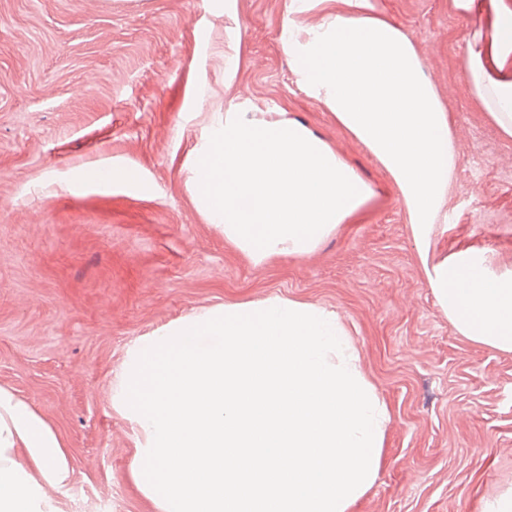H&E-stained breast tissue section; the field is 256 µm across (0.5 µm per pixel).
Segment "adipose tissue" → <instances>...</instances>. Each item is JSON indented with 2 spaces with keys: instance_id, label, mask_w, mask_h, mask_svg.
<instances>
[{
  "instance_id": "ef3b65f1",
  "label": "adipose tissue",
  "mask_w": 512,
  "mask_h": 512,
  "mask_svg": "<svg viewBox=\"0 0 512 512\" xmlns=\"http://www.w3.org/2000/svg\"><path fill=\"white\" fill-rule=\"evenodd\" d=\"M320 24H297L313 0H290L281 43L300 86L333 113L395 183L437 304L459 334L512 353V272L495 271L483 254L438 257L433 238L457 167L448 114L414 47L374 0H343ZM462 16H483L490 39L471 53L467 81L502 136L512 139V0H454ZM81 184L141 186L136 168L101 162L81 169ZM72 468L52 423L30 402L0 386V512H56L53 491Z\"/></svg>"
}]
</instances>
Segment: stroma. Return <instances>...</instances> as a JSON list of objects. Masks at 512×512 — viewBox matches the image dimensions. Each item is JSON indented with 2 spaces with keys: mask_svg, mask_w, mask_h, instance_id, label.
<instances>
[{
  "mask_svg": "<svg viewBox=\"0 0 512 512\" xmlns=\"http://www.w3.org/2000/svg\"><path fill=\"white\" fill-rule=\"evenodd\" d=\"M289 0H0V384L52 424L72 476L58 512H156L113 409L136 339L194 311L276 295L335 311L391 422L351 512H482L512 487V353L461 336L424 278L387 172L299 90L281 47ZM412 41L459 158L434 241L512 271V140L468 87L476 19L453 0H376ZM287 113L374 195L308 255L254 264L186 185L212 113ZM143 188L71 186L86 165Z\"/></svg>",
  "mask_w": 512,
  "mask_h": 512,
  "instance_id": "35a3bbf8",
  "label": "stroma"
}]
</instances>
